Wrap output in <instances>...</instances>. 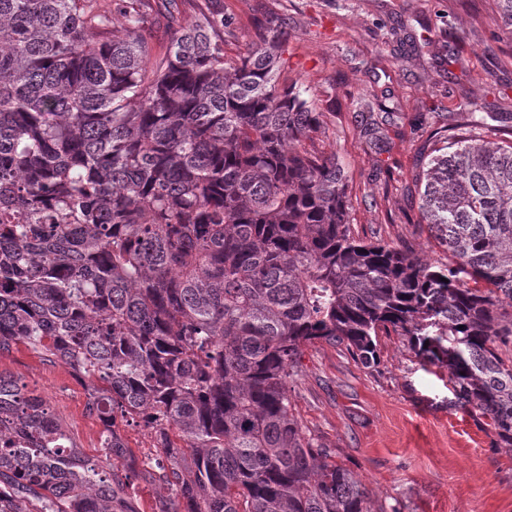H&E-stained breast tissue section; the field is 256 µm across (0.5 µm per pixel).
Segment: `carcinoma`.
<instances>
[{"label": "carcinoma", "mask_w": 512, "mask_h": 512, "mask_svg": "<svg viewBox=\"0 0 512 512\" xmlns=\"http://www.w3.org/2000/svg\"><path fill=\"white\" fill-rule=\"evenodd\" d=\"M154 7L174 28L156 58ZM251 21L232 57L221 0H0V352L87 383L106 457L129 454L116 417L155 432L147 474L181 502L159 512H386L303 432L288 378L307 345L374 368L399 336L512 451V112L469 101L423 130L418 209L448 261L363 238L353 178L316 147L330 114L279 81L288 17ZM385 122L361 115L377 155ZM140 477L0 373V512H138Z\"/></svg>", "instance_id": "cac0c4a2"}]
</instances>
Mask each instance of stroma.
<instances>
[{
  "instance_id": "35a3bbf8",
  "label": "stroma",
  "mask_w": 512,
  "mask_h": 512,
  "mask_svg": "<svg viewBox=\"0 0 512 512\" xmlns=\"http://www.w3.org/2000/svg\"><path fill=\"white\" fill-rule=\"evenodd\" d=\"M268 2L224 0L236 16L228 54L256 42L249 17ZM277 11L288 17L283 77L334 115L320 148L337 154L356 183V230L441 257L407 194L430 163L416 131L466 99L512 112V33L496 21L493 0H279ZM398 27L412 36V53H399ZM368 102L394 115L382 155L359 136L355 115ZM0 373L41 396L86 456L102 457L103 425L68 367L18 345L0 353ZM288 396L304 431L335 450L375 504L397 512H512V452L491 447L475 415L449 407L447 374L419 363L406 341L383 339L380 363L370 369L329 345L307 346ZM114 428L133 457L107 460L108 472L121 477L162 457L151 429L122 419Z\"/></svg>"
}]
</instances>
